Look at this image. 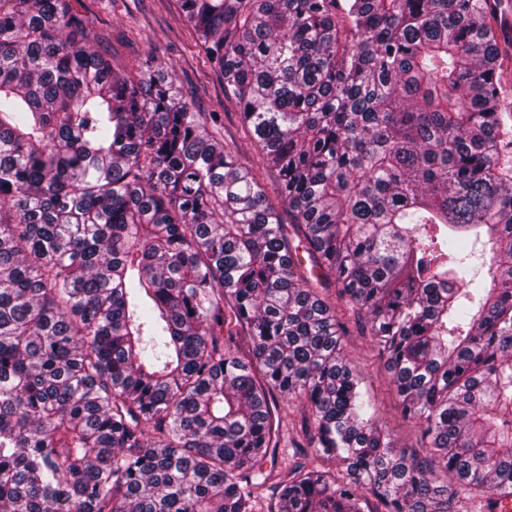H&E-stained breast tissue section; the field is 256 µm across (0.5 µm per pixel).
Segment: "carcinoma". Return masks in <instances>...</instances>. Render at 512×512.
Instances as JSON below:
<instances>
[{
	"label": "carcinoma",
	"instance_id": "cac0c4a2",
	"mask_svg": "<svg viewBox=\"0 0 512 512\" xmlns=\"http://www.w3.org/2000/svg\"><path fill=\"white\" fill-rule=\"evenodd\" d=\"M179 3L290 224L195 101L114 67L72 0H0V512H503L509 3ZM351 321L422 451L362 391ZM280 398L305 415L265 472Z\"/></svg>",
	"mask_w": 512,
	"mask_h": 512
}]
</instances>
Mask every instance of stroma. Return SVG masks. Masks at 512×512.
<instances>
[{"label":"stroma","instance_id":"35a3bbf8","mask_svg":"<svg viewBox=\"0 0 512 512\" xmlns=\"http://www.w3.org/2000/svg\"><path fill=\"white\" fill-rule=\"evenodd\" d=\"M79 11L92 18L112 63L131 68L154 61L175 76L181 91L195 97L205 117L215 120L225 146L241 162L258 161L257 146L242 128L236 106L197 44L194 31L184 24L178 0H81ZM344 353L362 379V389L375 398L381 420L400 445L420 448L419 430L396 409V392L369 337L350 327Z\"/></svg>","mask_w":512,"mask_h":512}]
</instances>
